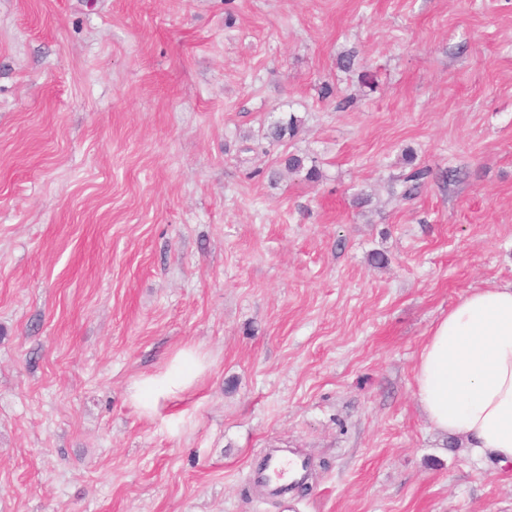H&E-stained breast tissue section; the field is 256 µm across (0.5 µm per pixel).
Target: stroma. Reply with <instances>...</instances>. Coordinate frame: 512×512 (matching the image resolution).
I'll return each instance as SVG.
<instances>
[{
  "label": "stroma",
  "instance_id": "35a3bbf8",
  "mask_svg": "<svg viewBox=\"0 0 512 512\" xmlns=\"http://www.w3.org/2000/svg\"><path fill=\"white\" fill-rule=\"evenodd\" d=\"M511 282L512 0H0V512H512L414 378ZM300 126L301 120L294 114L280 117L270 124L267 138L271 143H282L288 138L294 137ZM203 368V355L196 348H183L163 370L136 381L130 398L142 411L152 414L161 402L177 399L189 389ZM307 470V461L302 457H296L294 462H290L283 460L277 453H269L265 456L263 466L253 473V480L269 493L281 495L285 486L304 481Z\"/></svg>",
  "mask_w": 512,
  "mask_h": 512
}]
</instances>
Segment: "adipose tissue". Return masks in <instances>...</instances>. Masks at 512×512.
I'll return each mask as SVG.
<instances>
[{
	"label": "adipose tissue",
	"instance_id": "ef3b65f1",
	"mask_svg": "<svg viewBox=\"0 0 512 512\" xmlns=\"http://www.w3.org/2000/svg\"><path fill=\"white\" fill-rule=\"evenodd\" d=\"M203 368L202 354L184 348L163 370L136 381L130 398L154 413L189 389ZM415 383L434 428L465 439L475 455L512 464V282L471 289L434 324Z\"/></svg>",
	"mask_w": 512,
	"mask_h": 512
}]
</instances>
